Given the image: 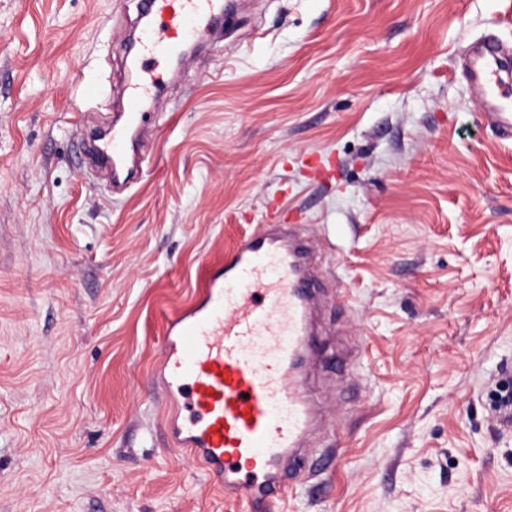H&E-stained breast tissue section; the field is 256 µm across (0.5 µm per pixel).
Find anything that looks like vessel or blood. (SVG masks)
<instances>
[{
  "label": "vessel or blood",
  "instance_id": "vessel-or-blood-1",
  "mask_svg": "<svg viewBox=\"0 0 512 512\" xmlns=\"http://www.w3.org/2000/svg\"><path fill=\"white\" fill-rule=\"evenodd\" d=\"M144 2L147 22L130 60L142 78L124 91L126 123L97 146L115 165L117 188L139 172L131 129L145 123V99L159 81L154 56H170L223 6ZM499 52L483 41L469 66L487 119L512 138V91L496 77ZM320 303L315 258L294 225L263 224L208 264L192 299L165 321L156 382L166 400H183L165 423L166 440L218 481L240 512H268L311 468L307 445L322 422L305 375L326 351L316 338Z\"/></svg>",
  "mask_w": 512,
  "mask_h": 512
}]
</instances>
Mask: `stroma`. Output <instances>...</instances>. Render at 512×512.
Instances as JSON below:
<instances>
[{"instance_id": "obj_1", "label": "stroma", "mask_w": 512, "mask_h": 512, "mask_svg": "<svg viewBox=\"0 0 512 512\" xmlns=\"http://www.w3.org/2000/svg\"><path fill=\"white\" fill-rule=\"evenodd\" d=\"M140 0H0V512H234L168 445L165 317L257 225L324 256L309 389L342 447L271 512H512V141L464 69L512 0H249L163 61L138 177L111 124ZM98 96L83 100L85 83Z\"/></svg>"}]
</instances>
